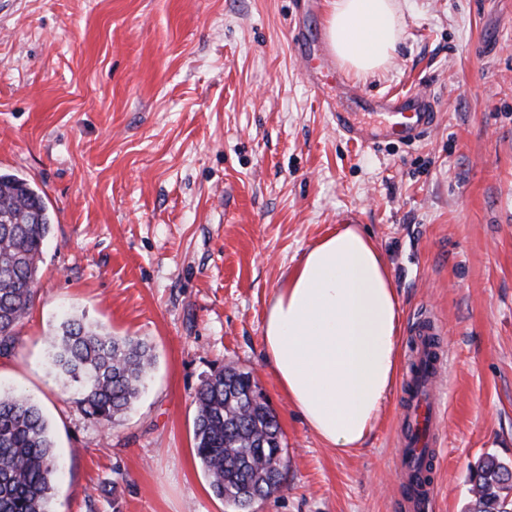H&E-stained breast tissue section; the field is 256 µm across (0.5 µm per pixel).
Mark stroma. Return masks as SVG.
<instances>
[{"instance_id": "1", "label": "stroma", "mask_w": 512, "mask_h": 512, "mask_svg": "<svg viewBox=\"0 0 512 512\" xmlns=\"http://www.w3.org/2000/svg\"><path fill=\"white\" fill-rule=\"evenodd\" d=\"M399 3L393 60L350 82L429 89L437 121L417 142L359 147L295 50L297 32L324 40L325 0L307 14L298 0H0V171L52 214L0 391L25 392L52 427L54 512H225L194 453L193 398L228 365L251 372L286 443L282 486L252 512H408L402 387L342 451L289 404L263 343L280 283L348 221L391 271L400 378L420 315L440 327L428 512H471L477 462L512 460V0ZM66 314L153 349L112 428L47 366Z\"/></svg>"}]
</instances>
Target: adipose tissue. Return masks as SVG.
I'll return each instance as SVG.
<instances>
[{
    "instance_id": "1",
    "label": "adipose tissue",
    "mask_w": 512,
    "mask_h": 512,
    "mask_svg": "<svg viewBox=\"0 0 512 512\" xmlns=\"http://www.w3.org/2000/svg\"><path fill=\"white\" fill-rule=\"evenodd\" d=\"M395 0H328L331 52L356 76L385 69L400 39ZM268 361L292 407L331 447H360L399 372L401 317L377 244L341 224L279 285L264 327Z\"/></svg>"
}]
</instances>
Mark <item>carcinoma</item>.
I'll return each instance as SVG.
<instances>
[{
  "instance_id": "1",
  "label": "carcinoma",
  "mask_w": 512,
  "mask_h": 512,
  "mask_svg": "<svg viewBox=\"0 0 512 512\" xmlns=\"http://www.w3.org/2000/svg\"><path fill=\"white\" fill-rule=\"evenodd\" d=\"M51 229L40 190L0 173V356L12 355L18 330L36 293L38 262ZM50 367L76 387L86 413L103 426L135 400L150 366L151 348L68 318L50 337ZM251 373L220 368L197 390L194 451L213 494L230 512L280 489L283 432L268 405L251 400ZM61 475L41 407L26 396L0 392V512H53ZM473 512H512V462L484 456L471 475Z\"/></svg>"
}]
</instances>
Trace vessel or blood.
I'll list each match as a JSON object with an SVG mask.
<instances>
[{"label": "vessel or blood", "mask_w": 512, "mask_h": 512, "mask_svg": "<svg viewBox=\"0 0 512 512\" xmlns=\"http://www.w3.org/2000/svg\"><path fill=\"white\" fill-rule=\"evenodd\" d=\"M319 67V76L312 79V87L319 102L328 103L326 87L331 83L347 97L362 98V88L350 84L328 57H321ZM369 107L382 115L381 123L365 124L348 112L336 111L332 114L337 131L348 141L364 147L388 138L417 141L434 126L437 117L433 97L423 92L387 93L370 101ZM413 334L417 338L414 363L419 374L415 390L403 394L405 410L399 421V459L405 499L413 507L420 508L431 500L433 493L432 483L423 481L422 476L427 461L433 460L435 456L430 433L440 419V408L434 394L435 385L444 371L445 357L431 353L432 342L439 334L431 317L420 319Z\"/></svg>", "instance_id": "1"}]
</instances>
